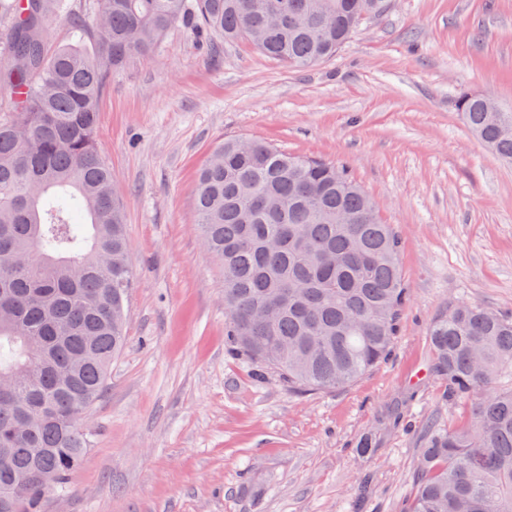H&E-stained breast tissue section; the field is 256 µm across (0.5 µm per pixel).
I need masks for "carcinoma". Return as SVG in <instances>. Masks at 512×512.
<instances>
[{"label":"carcinoma","instance_id":"1","mask_svg":"<svg viewBox=\"0 0 512 512\" xmlns=\"http://www.w3.org/2000/svg\"><path fill=\"white\" fill-rule=\"evenodd\" d=\"M98 0L93 24L49 52L65 0H0L10 50L0 89V512H43L88 443L79 422L101 398L126 338L133 276L112 170L96 144L109 74L150 53L172 27L245 39L305 68L336 55L383 0ZM467 127L512 164V112L462 93ZM227 138L198 175L195 223L224 269V335L232 351L288 385H348L389 355L408 288L400 242L345 172L269 142ZM429 327L433 370L448 397L474 401L470 422L437 427L411 478L405 512H512V315L461 301Z\"/></svg>","mask_w":512,"mask_h":512}]
</instances>
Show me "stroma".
I'll use <instances>...</instances> for the list:
<instances>
[{"label":"stroma","instance_id":"35a3bbf8","mask_svg":"<svg viewBox=\"0 0 512 512\" xmlns=\"http://www.w3.org/2000/svg\"><path fill=\"white\" fill-rule=\"evenodd\" d=\"M464 91L512 112V0H387L298 70L178 25L113 71L97 141L129 237L127 338L44 512H402L430 422L471 416L432 370L430 323L459 301L512 315V165L464 124ZM227 137L344 167L401 242L391 355L343 388L302 392L228 351L224 272L194 223Z\"/></svg>","mask_w":512,"mask_h":512}]
</instances>
